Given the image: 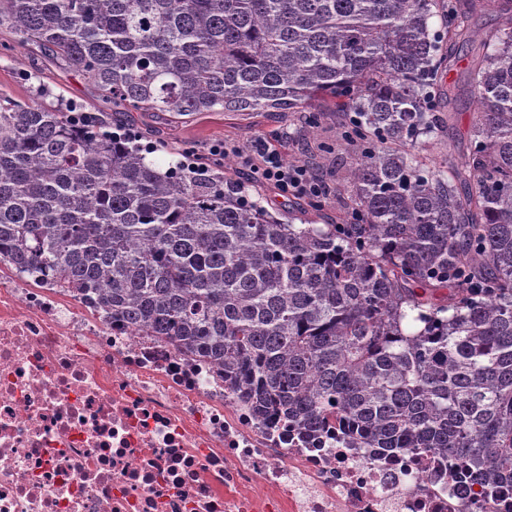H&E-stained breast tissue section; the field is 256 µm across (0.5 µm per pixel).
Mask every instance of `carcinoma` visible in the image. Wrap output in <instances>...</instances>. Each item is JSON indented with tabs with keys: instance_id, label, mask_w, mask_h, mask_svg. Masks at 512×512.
I'll use <instances>...</instances> for the list:
<instances>
[{
	"instance_id": "carcinoma-1",
	"label": "carcinoma",
	"mask_w": 512,
	"mask_h": 512,
	"mask_svg": "<svg viewBox=\"0 0 512 512\" xmlns=\"http://www.w3.org/2000/svg\"><path fill=\"white\" fill-rule=\"evenodd\" d=\"M441 17V27L433 18ZM123 112H300L356 153L345 224L270 215L223 167L163 170L130 137L0 95V258L212 359L301 433L462 456L512 485V25L475 68L464 165L409 146L442 123L453 0H0Z\"/></svg>"
}]
</instances>
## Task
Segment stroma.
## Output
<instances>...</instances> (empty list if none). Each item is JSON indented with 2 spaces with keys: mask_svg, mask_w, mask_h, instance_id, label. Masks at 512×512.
I'll return each mask as SVG.
<instances>
[{
  "mask_svg": "<svg viewBox=\"0 0 512 512\" xmlns=\"http://www.w3.org/2000/svg\"><path fill=\"white\" fill-rule=\"evenodd\" d=\"M507 21V16L494 6L480 4L471 8L469 42L448 46L449 80L460 83L466 79L472 56ZM0 42L13 47L8 54L0 53V94L28 102L37 89L45 88L50 92V102L83 104L93 116L141 134L148 147V159L162 167L178 153L191 161H206L211 146L224 142L233 179L250 184L262 196L270 214L293 218L298 224H336L345 219L354 189L344 180L339 164L351 161L353 152L341 137L335 113H325L314 126L308 124L303 112L216 111L181 116L169 112L115 113L99 101L81 76L45 58L37 46L21 42L19 36L6 30L0 31ZM449 108V120L443 121L437 135L422 139L419 147L421 156L441 167L465 162L470 132L477 120V106L468 95L454 98ZM259 145L276 150L286 164L306 166L316 178L330 185L331 193L323 199L319 211H303L302 198L283 196L273 184L250 182L242 158Z\"/></svg>",
  "mask_w": 512,
  "mask_h": 512,
  "instance_id": "35a3bbf8",
  "label": "stroma"
}]
</instances>
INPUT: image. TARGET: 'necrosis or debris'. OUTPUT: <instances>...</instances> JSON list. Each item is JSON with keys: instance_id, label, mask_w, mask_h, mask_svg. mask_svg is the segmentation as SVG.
I'll use <instances>...</instances> for the list:
<instances>
[{"instance_id": "4bbe7bcc", "label": "necrosis or debris", "mask_w": 512, "mask_h": 512, "mask_svg": "<svg viewBox=\"0 0 512 512\" xmlns=\"http://www.w3.org/2000/svg\"><path fill=\"white\" fill-rule=\"evenodd\" d=\"M0 512H512L452 457L289 434L224 371L0 275Z\"/></svg>"}]
</instances>
